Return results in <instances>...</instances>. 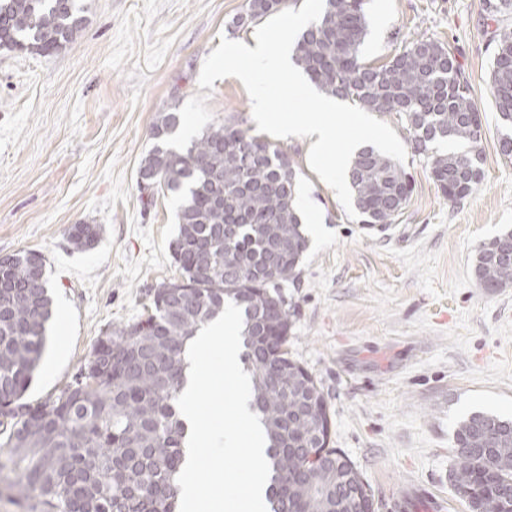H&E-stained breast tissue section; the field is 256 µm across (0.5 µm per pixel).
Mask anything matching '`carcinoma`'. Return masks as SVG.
Returning <instances> with one entry per match:
<instances>
[{
  "instance_id": "1",
  "label": "carcinoma",
  "mask_w": 512,
  "mask_h": 512,
  "mask_svg": "<svg viewBox=\"0 0 512 512\" xmlns=\"http://www.w3.org/2000/svg\"><path fill=\"white\" fill-rule=\"evenodd\" d=\"M288 0H246L237 28L282 11ZM487 15L512 11V0H484ZM78 0H0V50L52 54L86 22ZM366 0H324L318 21L300 34L295 62L323 94L366 112L394 113L411 151L428 159L431 179L451 201L473 194L484 178L478 107L456 55L421 35L388 63L361 54ZM489 71L494 107L512 138V27L493 39ZM174 109L158 113L154 148L139 171L180 197L171 252L179 277L152 289L147 312L108 329L66 387L32 405L25 393L40 362L53 317L47 276L29 284L31 251L14 255L6 277L25 288L0 290V472L15 474L10 496L23 512H176L185 457L176 414L188 342L226 304L243 315L240 362L252 378L251 409L268 439L269 512H360L341 479L353 464L325 447L330 420L313 375L288 356L290 307L280 289L299 278L308 247L296 208L297 171L284 153L232 125L206 129L185 149L169 146L179 126ZM448 142L457 149L438 151ZM353 206L362 223L392 224L412 182L403 164L372 146L348 167ZM103 235L69 228L71 249L93 248ZM475 278L488 290L512 284V260L495 261L480 246ZM281 336L272 378L262 348ZM326 448L324 467H308L304 448ZM448 478L469 512H499L512 494V421L477 412L461 421Z\"/></svg>"
}]
</instances>
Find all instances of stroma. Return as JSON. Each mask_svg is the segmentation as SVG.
<instances>
[{
  "instance_id": "35a3bbf8",
  "label": "stroma",
  "mask_w": 512,
  "mask_h": 512,
  "mask_svg": "<svg viewBox=\"0 0 512 512\" xmlns=\"http://www.w3.org/2000/svg\"><path fill=\"white\" fill-rule=\"evenodd\" d=\"M85 27L50 55L0 50V256L37 251L56 312L47 345L63 339L52 373L37 369V404L78 374L107 326L136 320L145 294L178 277L168 249L179 201L138 185L156 115L177 108L170 143L233 125L256 135L252 102L234 77L198 85L245 0H82ZM364 60L387 63L425 34L454 50L485 131L484 179L446 199L424 157L404 166L414 189L395 224L350 218L308 164L300 137H268L296 164L311 242L301 276L283 289L291 306L288 352L316 378L331 445L357 468L375 512H397L415 489L467 512L448 479L458 423L489 411L512 419V286L487 293L474 276L481 243L512 230V159L497 148L489 84L494 30L512 26L483 0H368ZM74 224H101L94 249L67 243Z\"/></svg>"
}]
</instances>
